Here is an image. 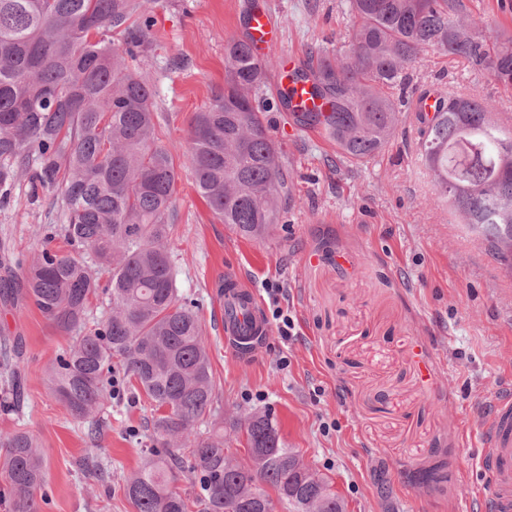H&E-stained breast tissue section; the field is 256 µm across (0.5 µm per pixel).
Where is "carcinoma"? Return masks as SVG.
<instances>
[{
    "label": "carcinoma",
    "mask_w": 512,
    "mask_h": 512,
    "mask_svg": "<svg viewBox=\"0 0 512 512\" xmlns=\"http://www.w3.org/2000/svg\"><path fill=\"white\" fill-rule=\"evenodd\" d=\"M152 0H0V201L17 179L59 190L64 236L112 267L111 311L89 325L98 283L71 255L43 248L25 287L0 280V304L24 299L72 343L50 367L53 391L76 419L94 418L112 399L117 363L153 410L155 445L126 476L134 512H344L330 482L300 471L266 412L247 416L250 463L233 462L210 422L216 399L194 303L179 301L170 260V224L179 170L158 144L147 73L130 66L150 47ZM341 46L319 49L296 77L321 101L306 108L254 104L270 59L248 36L224 45V87L190 120L185 163L214 216L245 238L278 230L295 204L265 113L285 109L317 127L341 158L362 165L396 134L404 100L394 91L429 50L460 58L512 89V36L469 21L466 0H346ZM120 36V42L112 35ZM419 157L433 201L453 210L512 270V127L483 101L447 93L443 110L421 131ZM213 429L201 434L199 423ZM188 481L181 493L172 484ZM48 480L42 449L17 429L0 437V482L10 512H39L35 492ZM275 493L270 496L264 490Z\"/></svg>",
    "instance_id": "1"
}]
</instances>
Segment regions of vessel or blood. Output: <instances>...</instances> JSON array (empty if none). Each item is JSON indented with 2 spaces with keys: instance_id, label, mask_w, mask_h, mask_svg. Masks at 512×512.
<instances>
[{
  "instance_id": "b4317fda",
  "label": "vessel or blood",
  "mask_w": 512,
  "mask_h": 512,
  "mask_svg": "<svg viewBox=\"0 0 512 512\" xmlns=\"http://www.w3.org/2000/svg\"><path fill=\"white\" fill-rule=\"evenodd\" d=\"M255 55L276 39L266 11L255 12L248 25ZM224 309V341L232 349L251 348L266 330L255 292L239 277L226 275L218 295ZM478 465L484 477L475 492L479 512H512V395L497 398L479 427Z\"/></svg>"
}]
</instances>
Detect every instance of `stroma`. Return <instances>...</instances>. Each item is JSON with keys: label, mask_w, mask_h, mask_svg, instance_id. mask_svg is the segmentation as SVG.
Segmentation results:
<instances>
[{"label": "stroma", "mask_w": 512, "mask_h": 512, "mask_svg": "<svg viewBox=\"0 0 512 512\" xmlns=\"http://www.w3.org/2000/svg\"><path fill=\"white\" fill-rule=\"evenodd\" d=\"M269 11L278 41L267 56L305 61L335 50L346 31L343 0H155L156 23L141 67L150 75L158 142L181 179L171 255L180 299L194 302L216 385L224 445L246 452L235 420L270 413L287 448L326 477L347 512H468L478 480L476 435L493 401L512 390V278L476 233L428 202L431 177L417 158L412 115L385 151L353 166L322 134L269 113L296 206L272 237L247 240L221 223L184 165L194 112L224 83V44L247 31L252 2ZM434 86L491 101L512 125V91L460 60L430 52L411 87ZM62 196L33 193L19 178L0 204V277L23 285L44 246L66 249ZM239 274L259 301L277 281L298 319L282 342L268 325L255 354L224 342L216 285ZM0 334L22 351L23 397L0 408V437L28 431L43 448L49 482L39 512H134L123 479L154 444V413L132 386L101 411L102 481L79 466L92 420L75 419L49 385V368L70 341L30 303L0 307ZM336 429L323 433V423ZM443 465L447 482L418 483Z\"/></svg>", "instance_id": "obj_1"}]
</instances>
